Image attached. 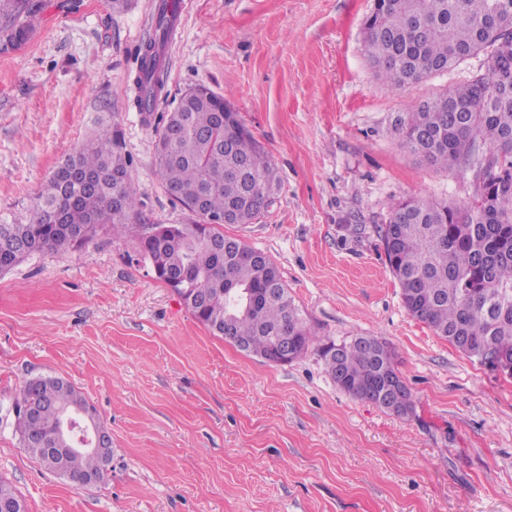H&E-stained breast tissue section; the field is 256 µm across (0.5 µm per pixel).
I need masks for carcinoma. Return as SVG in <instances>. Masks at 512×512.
Wrapping results in <instances>:
<instances>
[{"mask_svg":"<svg viewBox=\"0 0 512 512\" xmlns=\"http://www.w3.org/2000/svg\"><path fill=\"white\" fill-rule=\"evenodd\" d=\"M39 0H0V53L28 39ZM169 26L160 14L137 53L134 104L152 116L163 86L162 48ZM364 48L378 77L394 90L421 82L491 50L488 73L429 98L399 116L411 153L444 169L485 150L480 193L460 210L423 198H402L379 233L388 266L413 318L478 362L482 344L512 358V0H375L364 23ZM155 160L166 193L188 213L185 224H150L129 179V159L108 128L82 143L56 169L31 204L26 223H0V272L30 256L82 245L76 235L107 224L114 238L135 236L155 278L177 291L213 334L269 359L279 339L308 349L315 336L294 305L279 269L265 253L224 234V225L258 220L263 196L276 194L277 171L224 98L198 87L184 92L155 127ZM336 385L397 415L390 389L399 376L394 353L373 336L320 345ZM36 400L35 416H16L25 452L47 471L99 474L112 460L73 454L59 432L64 415L97 411L70 382L28 380L16 402ZM23 500L0 478V512Z\"/></svg>","mask_w":512,"mask_h":512,"instance_id":"obj_1","label":"carcinoma"}]
</instances>
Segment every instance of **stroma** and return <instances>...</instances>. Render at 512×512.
Segmentation results:
<instances>
[{"label":"stroma","mask_w":512,"mask_h":512,"mask_svg":"<svg viewBox=\"0 0 512 512\" xmlns=\"http://www.w3.org/2000/svg\"><path fill=\"white\" fill-rule=\"evenodd\" d=\"M157 2L41 0L27 42L0 54V220L26 221L57 166L107 126L144 217L186 221L134 105ZM181 2L157 112L209 88L281 179L271 208L225 235L274 261L314 335L386 341L414 411L338 389L318 346L275 364L213 336L136 239L101 224L80 247L0 274V477L28 512H512V376L408 314L378 235L396 200L473 203L477 164H427L395 120L486 73L488 53L394 91L363 47L373 0ZM40 376L73 383L110 431L99 486L73 488L21 448L13 405Z\"/></svg>","instance_id":"stroma-1"}]
</instances>
